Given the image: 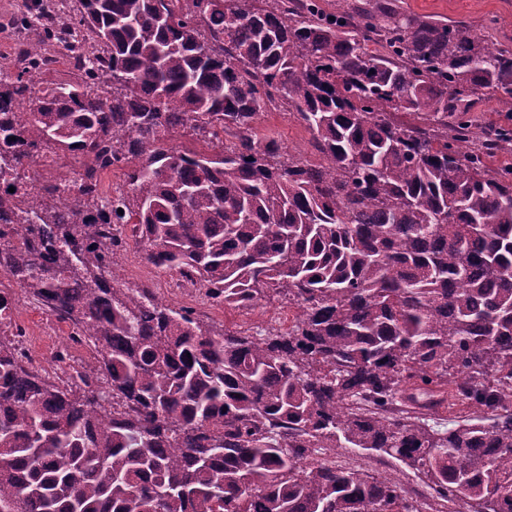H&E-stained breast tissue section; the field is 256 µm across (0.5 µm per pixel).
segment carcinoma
I'll return each mask as SVG.
<instances>
[{
	"mask_svg": "<svg viewBox=\"0 0 512 512\" xmlns=\"http://www.w3.org/2000/svg\"><path fill=\"white\" fill-rule=\"evenodd\" d=\"M50 23L90 58L39 88L0 74V224L20 226L0 277L97 357L60 384L0 330V512H421L311 448L385 454L465 512H512V164L489 165L512 155V49L385 0H58ZM479 97L504 113L480 134ZM284 107L316 160L259 133ZM41 148L59 165L22 192ZM114 167L123 214L87 215ZM121 224L158 271L226 308L287 304L293 325L218 332L111 286ZM456 405L488 423L431 422Z\"/></svg>",
	"mask_w": 512,
	"mask_h": 512,
	"instance_id": "carcinoma-1",
	"label": "carcinoma"
}]
</instances>
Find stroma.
I'll return each instance as SVG.
<instances>
[{"label":"stroma","instance_id":"35a3bbf8","mask_svg":"<svg viewBox=\"0 0 512 512\" xmlns=\"http://www.w3.org/2000/svg\"><path fill=\"white\" fill-rule=\"evenodd\" d=\"M397 6L417 15H430L457 21L474 27H485L494 42L512 47V0H396ZM260 128L277 133L285 150L296 157H311L312 135L292 113L271 111L263 114ZM175 275L158 273L144 258L137 242H130L121 265L114 272L115 285L143 284L153 290L163 302L193 309L205 327L233 329L243 325L260 327L268 317H287V307L259 303L251 311L242 312L223 308L219 304L201 305L194 293L179 292L174 288ZM13 329L18 344L31 364L50 376L69 379L95 361L96 351L86 342L73 339L68 321L46 312L23 291H16ZM337 457L349 466L375 474H394L428 494V480L424 475L402 462L367 453L337 450Z\"/></svg>","mask_w":512,"mask_h":512}]
</instances>
